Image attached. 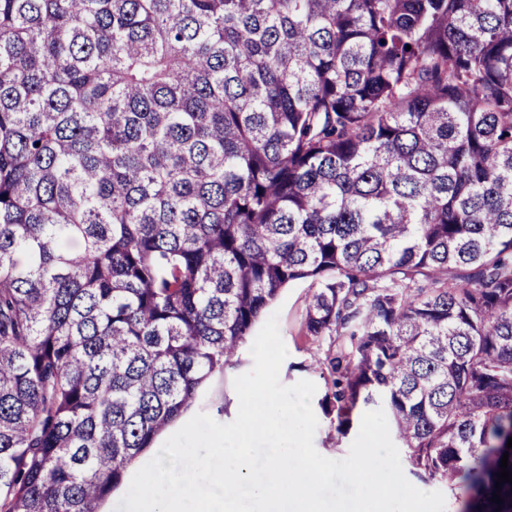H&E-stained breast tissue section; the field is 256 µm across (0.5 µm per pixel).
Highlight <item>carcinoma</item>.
Returning a JSON list of instances; mask_svg holds the SVG:
<instances>
[{
  "label": "carcinoma",
  "instance_id": "obj_1",
  "mask_svg": "<svg viewBox=\"0 0 512 512\" xmlns=\"http://www.w3.org/2000/svg\"><path fill=\"white\" fill-rule=\"evenodd\" d=\"M307 278L337 430L512 512V0H0V512H101ZM154 449H150L145 452L138 461L133 465V467L129 470L126 479L123 485L115 490L103 503L102 510L103 512H114V509L119 502V500L125 495L127 489L129 488L131 479L135 472L139 470L142 466L148 463L152 458H154Z\"/></svg>",
  "mask_w": 512,
  "mask_h": 512
}]
</instances>
